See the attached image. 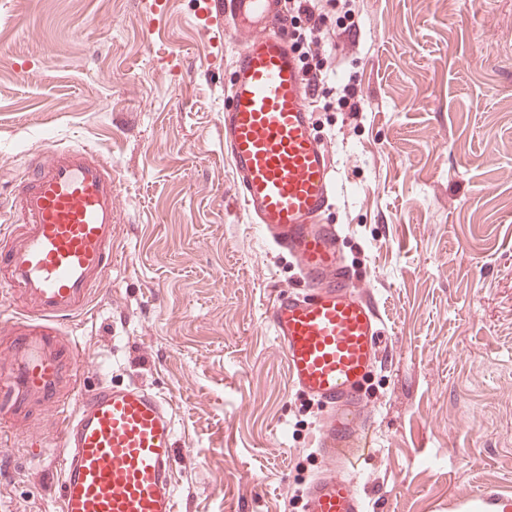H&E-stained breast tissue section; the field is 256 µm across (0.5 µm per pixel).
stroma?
Listing matches in <instances>:
<instances>
[{
	"instance_id": "1",
	"label": "stroma",
	"mask_w": 512,
	"mask_h": 512,
	"mask_svg": "<svg viewBox=\"0 0 512 512\" xmlns=\"http://www.w3.org/2000/svg\"><path fill=\"white\" fill-rule=\"evenodd\" d=\"M0 0V213L30 160L110 158L112 268L74 318L82 387L167 397L178 512H301L321 408L264 320L292 272L234 195L224 92L245 36L200 0ZM313 120L325 219L379 302L366 512H512V0H360ZM365 110L349 126L336 88ZM52 410L0 427V512H58Z\"/></svg>"
}]
</instances>
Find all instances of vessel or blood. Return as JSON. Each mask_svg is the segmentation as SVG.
<instances>
[{"label":"vessel or blood","mask_w":512,"mask_h":512,"mask_svg":"<svg viewBox=\"0 0 512 512\" xmlns=\"http://www.w3.org/2000/svg\"><path fill=\"white\" fill-rule=\"evenodd\" d=\"M208 25L253 30L237 55L224 106V154L238 199L267 245L286 256L294 284L281 287L266 319L297 393L323 409V470L302 512H365L345 476L367 446L368 382L385 334L379 303L349 265L334 206L336 171L312 121L315 88L282 0H206ZM30 161L14 198L16 225L0 244V289L23 300L0 319L9 344L0 360V419L22 422L52 403L60 423L59 512H177L175 425L170 401L137 384L80 386L85 357L60 347L67 324L90 305L112 267L110 160L88 146L55 147Z\"/></svg>","instance_id":"1"}]
</instances>
